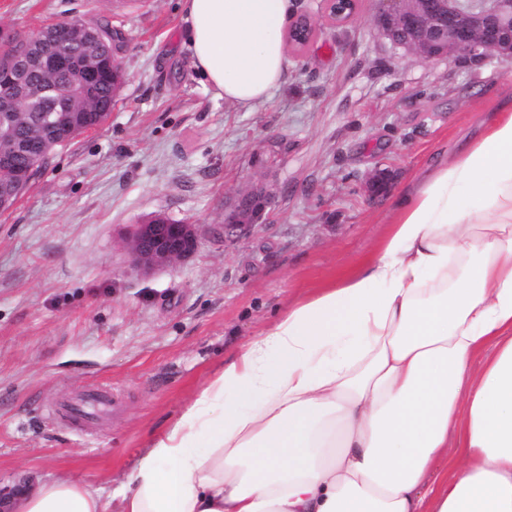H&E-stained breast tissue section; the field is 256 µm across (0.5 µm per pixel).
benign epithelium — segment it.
<instances>
[{
	"instance_id": "1",
	"label": "benign epithelium",
	"mask_w": 512,
	"mask_h": 512,
	"mask_svg": "<svg viewBox=\"0 0 512 512\" xmlns=\"http://www.w3.org/2000/svg\"><path fill=\"white\" fill-rule=\"evenodd\" d=\"M376 0L375 25L384 38L419 61L450 53L475 60L512 61V0ZM332 19L352 16L356 0H328ZM315 27L304 16L289 29V39L304 45ZM37 43L15 32L0 30V119L7 122L20 106L39 103L52 94L53 111L39 132L0 135V213L12 208L29 186L38 165L53 146L99 127L110 105L96 95L101 74L108 76L111 93L124 79L118 50L108 32L97 23L62 18L34 34ZM52 72L64 79L51 86L32 85L28 73ZM82 96L92 105L79 109ZM271 194L262 189L238 194L232 213L224 219V235L242 236L262 219ZM196 246L192 225L154 218L136 225L129 241L133 262L142 270L172 265Z\"/></svg>"
}]
</instances>
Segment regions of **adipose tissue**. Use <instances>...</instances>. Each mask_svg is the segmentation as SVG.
Segmentation results:
<instances>
[{"label":"adipose tissue","instance_id":"adipose-tissue-1","mask_svg":"<svg viewBox=\"0 0 512 512\" xmlns=\"http://www.w3.org/2000/svg\"><path fill=\"white\" fill-rule=\"evenodd\" d=\"M182 6L205 80L269 101L291 0ZM22 510L512 512V110L416 181L373 258L225 362L125 481L49 480Z\"/></svg>","mask_w":512,"mask_h":512}]
</instances>
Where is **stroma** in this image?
I'll return each mask as SVG.
<instances>
[{"label":"stroma","instance_id":"1","mask_svg":"<svg viewBox=\"0 0 512 512\" xmlns=\"http://www.w3.org/2000/svg\"><path fill=\"white\" fill-rule=\"evenodd\" d=\"M375 0L319 26L271 100L224 101L192 65L180 0H0V28L109 23L125 79L107 120L55 149L0 214V484L66 479L111 490L200 386L288 307L370 259L394 205L439 157L512 100V63L420 62L374 25ZM386 191L369 195L375 168ZM273 195L260 224L225 237L237 194ZM192 225L196 247L143 271L136 224ZM106 389L89 423L71 402Z\"/></svg>","mask_w":512,"mask_h":512}]
</instances>
